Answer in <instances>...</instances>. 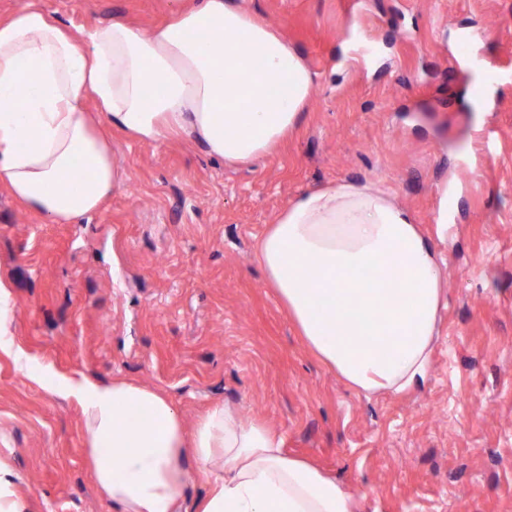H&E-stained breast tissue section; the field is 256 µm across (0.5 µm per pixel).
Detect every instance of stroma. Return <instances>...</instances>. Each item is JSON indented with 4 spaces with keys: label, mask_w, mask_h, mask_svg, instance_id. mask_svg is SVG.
<instances>
[{
    "label": "stroma",
    "mask_w": 512,
    "mask_h": 512,
    "mask_svg": "<svg viewBox=\"0 0 512 512\" xmlns=\"http://www.w3.org/2000/svg\"><path fill=\"white\" fill-rule=\"evenodd\" d=\"M78 34L167 21L172 0H39ZM299 48L315 75L300 126L254 163L174 136L111 131L128 172L89 219L54 224L0 184V276L14 344L59 375L144 384L186 426L221 403L286 452L366 491L355 512H512V0H234ZM376 69L344 63L349 24ZM497 64L483 125L458 64L465 31ZM375 184L444 260L425 388L365 397L321 363L264 283L256 245L310 188ZM75 400L0 352V458L27 512H113L84 453Z\"/></svg>",
    "instance_id": "stroma-1"
}]
</instances>
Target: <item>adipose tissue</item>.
<instances>
[{"label":"adipose tissue","mask_w":512,"mask_h":512,"mask_svg":"<svg viewBox=\"0 0 512 512\" xmlns=\"http://www.w3.org/2000/svg\"><path fill=\"white\" fill-rule=\"evenodd\" d=\"M313 85L300 50L233 0L82 36L30 5L0 18V183L28 210L75 224L128 178L106 128L145 144L180 132L214 159L249 163L297 129ZM257 257L307 347L360 394L426 384L442 259L388 193L350 182L300 192ZM13 322L0 276V351L80 405L87 461L114 512H183L195 474L209 486L196 512H353L351 490L264 424L217 404L189 428L150 387L57 375L15 349Z\"/></svg>","instance_id":"ef3b65f1"}]
</instances>
